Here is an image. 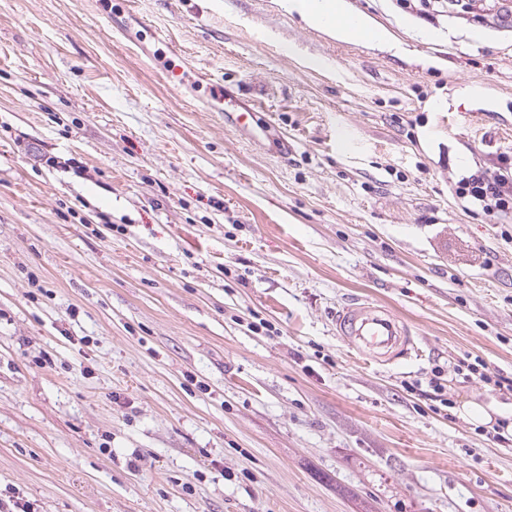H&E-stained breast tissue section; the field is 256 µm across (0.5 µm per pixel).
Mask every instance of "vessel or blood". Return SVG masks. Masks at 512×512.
<instances>
[{"label":"vessel or blood","mask_w":512,"mask_h":512,"mask_svg":"<svg viewBox=\"0 0 512 512\" xmlns=\"http://www.w3.org/2000/svg\"><path fill=\"white\" fill-rule=\"evenodd\" d=\"M258 105L232 106L224 119L249 139L263 141L267 121L258 117ZM336 336L366 362L394 366L408 360L414 349L413 332L408 324L384 307L365 299L345 304L336 316Z\"/></svg>","instance_id":"vessel-or-blood-1"}]
</instances>
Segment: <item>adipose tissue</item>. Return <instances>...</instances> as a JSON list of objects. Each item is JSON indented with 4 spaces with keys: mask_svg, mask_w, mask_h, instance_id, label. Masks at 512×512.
<instances>
[{
    "mask_svg": "<svg viewBox=\"0 0 512 512\" xmlns=\"http://www.w3.org/2000/svg\"><path fill=\"white\" fill-rule=\"evenodd\" d=\"M289 11L297 12L311 25L325 26L340 40L358 39L371 43L388 40L385 31L379 30L361 17L351 14L344 0H286Z\"/></svg>",
    "mask_w": 512,
    "mask_h": 512,
    "instance_id": "1",
    "label": "adipose tissue"
}]
</instances>
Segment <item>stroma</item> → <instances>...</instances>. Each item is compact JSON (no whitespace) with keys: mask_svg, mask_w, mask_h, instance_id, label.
I'll use <instances>...</instances> for the list:
<instances>
[{"mask_svg":"<svg viewBox=\"0 0 512 512\" xmlns=\"http://www.w3.org/2000/svg\"><path fill=\"white\" fill-rule=\"evenodd\" d=\"M345 2L394 48L283 0H0V491L40 512H512V447L459 414L512 394L455 370L512 378V215L456 193L512 154V21L498 0ZM221 90L273 139L226 125ZM356 297L418 356L351 354ZM437 370L447 407L412 388ZM467 374H463L468 380L471 379L476 383L482 384L483 386H492V390L498 391H511L512 392V380L505 379L503 377L495 375L489 368L488 364L482 360H479L477 364H470L466 366Z\"/></svg>","mask_w":512,"mask_h":512,"instance_id":"35a3bbf8","label":"stroma"}]
</instances>
